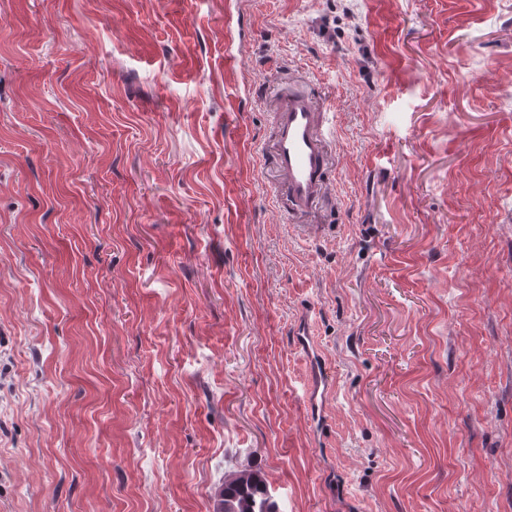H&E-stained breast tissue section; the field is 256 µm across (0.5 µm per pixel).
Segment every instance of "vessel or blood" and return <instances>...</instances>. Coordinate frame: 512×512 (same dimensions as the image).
<instances>
[{"mask_svg": "<svg viewBox=\"0 0 512 512\" xmlns=\"http://www.w3.org/2000/svg\"><path fill=\"white\" fill-rule=\"evenodd\" d=\"M330 142L327 113L320 110L308 93L285 88L275 103L267 161L282 191L279 202L286 213L309 217L326 197L327 171L332 163ZM328 386L327 372L315 369L307 396L312 415H319L318 397Z\"/></svg>", "mask_w": 512, "mask_h": 512, "instance_id": "obj_1", "label": "vessel or blood"}]
</instances>
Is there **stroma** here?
<instances>
[{
	"label": "stroma",
	"instance_id": "stroma-1",
	"mask_svg": "<svg viewBox=\"0 0 512 512\" xmlns=\"http://www.w3.org/2000/svg\"><path fill=\"white\" fill-rule=\"evenodd\" d=\"M282 72L334 132L315 237ZM244 469L512 512V0H0V512H214ZM331 127L312 97L288 86L277 97L274 132L267 161L289 215L309 217L328 193L327 171L332 163ZM322 388V391H321ZM329 389V378L328 374L325 371V368L320 369L318 365L314 370L311 381L308 387V396H307V404L310 409L311 414L319 418L320 415V406L322 404V400L325 397ZM321 391V393H320ZM318 397H320L321 402L318 404Z\"/></svg>",
	"mask_w": 512,
	"mask_h": 512
}]
</instances>
